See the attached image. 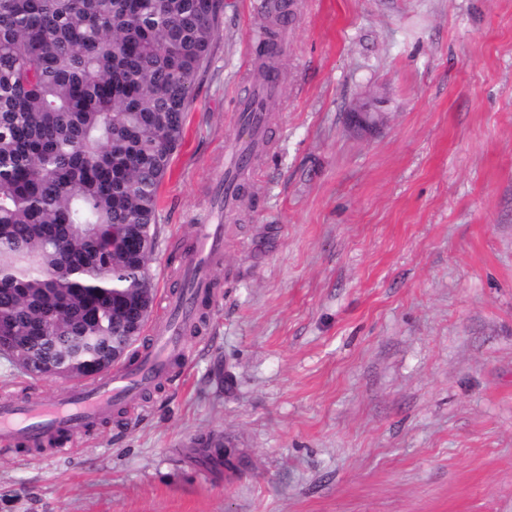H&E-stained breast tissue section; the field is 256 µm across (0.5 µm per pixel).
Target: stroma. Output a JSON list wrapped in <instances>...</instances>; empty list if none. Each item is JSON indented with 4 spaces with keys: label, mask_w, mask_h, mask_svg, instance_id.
Masks as SVG:
<instances>
[{
    "label": "stroma",
    "mask_w": 512,
    "mask_h": 512,
    "mask_svg": "<svg viewBox=\"0 0 512 512\" xmlns=\"http://www.w3.org/2000/svg\"><path fill=\"white\" fill-rule=\"evenodd\" d=\"M260 2L224 0L196 78L152 319L216 200ZM292 4L206 328L73 456L0 453V512H512V0ZM360 98L375 133L346 124ZM66 387L0 358V399ZM209 433L236 472L189 453Z\"/></svg>",
    "instance_id": "1"
}]
</instances>
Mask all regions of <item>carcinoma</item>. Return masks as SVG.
I'll return each instance as SVG.
<instances>
[{"mask_svg":"<svg viewBox=\"0 0 512 512\" xmlns=\"http://www.w3.org/2000/svg\"><path fill=\"white\" fill-rule=\"evenodd\" d=\"M223 0H0V331L87 379L154 302L159 190Z\"/></svg>","mask_w":512,"mask_h":512,"instance_id":"1","label":"carcinoma"}]
</instances>
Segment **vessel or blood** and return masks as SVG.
<instances>
[{
	"instance_id": "1",
	"label": "vessel or blood",
	"mask_w": 512,
	"mask_h": 512,
	"mask_svg": "<svg viewBox=\"0 0 512 512\" xmlns=\"http://www.w3.org/2000/svg\"><path fill=\"white\" fill-rule=\"evenodd\" d=\"M280 87L276 73L254 80L240 100L236 135L224 143V178L240 183L253 174L252 160L271 145V118L267 110ZM222 214L207 213L196 226L179 276L184 288L167 297L166 315L155 323L151 343L139 361L105 372L88 384L70 388L66 394L46 395L18 403L0 402V443L36 444L45 435L61 434L75 442L82 431L111 413L114 406L136 401L157 377L175 374L176 357L193 319L192 300L210 293L215 286L214 269L224 252Z\"/></svg>"
}]
</instances>
